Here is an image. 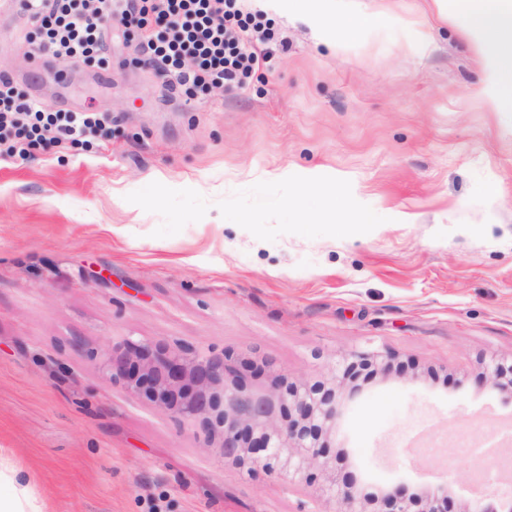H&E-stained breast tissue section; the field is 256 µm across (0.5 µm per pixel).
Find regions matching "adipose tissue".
Wrapping results in <instances>:
<instances>
[{"instance_id": "adipose-tissue-1", "label": "adipose tissue", "mask_w": 512, "mask_h": 512, "mask_svg": "<svg viewBox=\"0 0 512 512\" xmlns=\"http://www.w3.org/2000/svg\"><path fill=\"white\" fill-rule=\"evenodd\" d=\"M266 11L292 12L327 43L355 48L381 22L377 13L353 12L342 0H262ZM448 23L469 41L482 65V100L489 111L512 114V0H463ZM0 512H41L26 477L0 464Z\"/></svg>"}]
</instances>
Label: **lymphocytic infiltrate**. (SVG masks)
I'll return each mask as SVG.
<instances>
[{
  "mask_svg": "<svg viewBox=\"0 0 512 512\" xmlns=\"http://www.w3.org/2000/svg\"><path fill=\"white\" fill-rule=\"evenodd\" d=\"M42 43L61 60L99 57L107 19L142 30L151 63L195 87H239L265 63L271 32L239 0H30ZM102 125L94 113L49 112L0 76V153L83 141Z\"/></svg>",
  "mask_w": 512,
  "mask_h": 512,
  "instance_id": "f902f5d3",
  "label": "lymphocytic infiltrate"
}]
</instances>
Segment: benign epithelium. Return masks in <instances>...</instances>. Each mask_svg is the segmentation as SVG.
<instances>
[{"mask_svg":"<svg viewBox=\"0 0 512 512\" xmlns=\"http://www.w3.org/2000/svg\"><path fill=\"white\" fill-rule=\"evenodd\" d=\"M389 350L352 351L330 364L322 380L288 379L274 362L225 349L219 354L164 339H126L106 354L103 370L135 398L160 413L199 425L202 448L250 476L288 485H318L305 512H366L355 480L331 476L336 427L360 372L389 371ZM481 381L512 395V362L491 358ZM448 484L408 496L383 493L386 512H448ZM469 512H512V496L486 498Z\"/></svg>","mask_w":512,"mask_h":512,"instance_id":"1","label":"benign epithelium"}]
</instances>
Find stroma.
I'll list each match as a JSON object with an SVG mask.
<instances>
[{"label":"stroma","instance_id":"35a3bbf8","mask_svg":"<svg viewBox=\"0 0 512 512\" xmlns=\"http://www.w3.org/2000/svg\"><path fill=\"white\" fill-rule=\"evenodd\" d=\"M351 2L392 18L344 50L269 15L267 63L209 89L171 86L134 28L113 26L104 69L31 56L33 19L0 9V75L103 119L89 145L0 159V457L44 512H148L159 494L166 512H300L317 493L243 476L112 383L103 355L128 338L308 379L391 349L389 374L350 385L336 477L410 496L444 482L457 512L512 492V396L479 381L512 357V115L483 105L432 0ZM335 189L374 223L323 216Z\"/></svg>","mask_w":512,"mask_h":512}]
</instances>
